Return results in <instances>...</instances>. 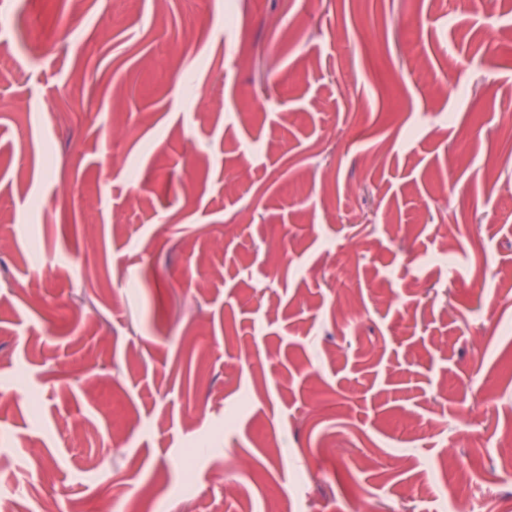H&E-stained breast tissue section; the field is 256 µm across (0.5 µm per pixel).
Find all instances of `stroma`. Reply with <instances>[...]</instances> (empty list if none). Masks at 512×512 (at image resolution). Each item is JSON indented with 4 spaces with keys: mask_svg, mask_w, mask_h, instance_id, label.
Instances as JSON below:
<instances>
[{
    "mask_svg": "<svg viewBox=\"0 0 512 512\" xmlns=\"http://www.w3.org/2000/svg\"><path fill=\"white\" fill-rule=\"evenodd\" d=\"M509 427L512 0H0L17 512H506Z\"/></svg>",
    "mask_w": 512,
    "mask_h": 512,
    "instance_id": "1",
    "label": "stroma"
}]
</instances>
